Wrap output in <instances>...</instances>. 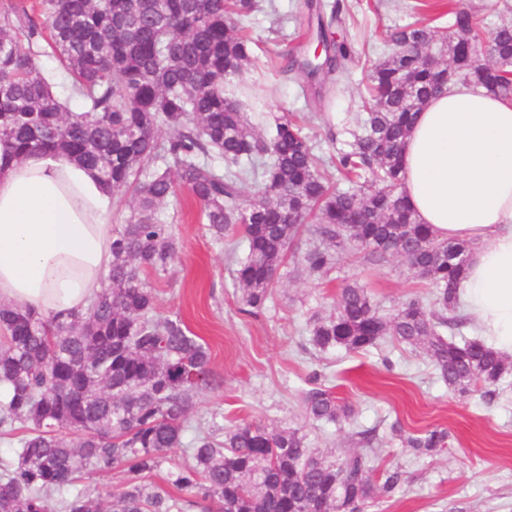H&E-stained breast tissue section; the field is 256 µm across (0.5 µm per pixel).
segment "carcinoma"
<instances>
[{
	"instance_id": "cac0c4a2",
	"label": "carcinoma",
	"mask_w": 512,
	"mask_h": 512,
	"mask_svg": "<svg viewBox=\"0 0 512 512\" xmlns=\"http://www.w3.org/2000/svg\"><path fill=\"white\" fill-rule=\"evenodd\" d=\"M259 9L258 0H44L63 67L59 83L19 45L17 30L37 38L38 21L27 13L0 18V161L52 152L135 201L129 221L112 233L111 268L86 310L49 321L0 304V386L7 390L0 431L26 430L13 457L0 460V512H363L404 482L397 467L375 479L360 453L329 461L298 429L226 427L215 414L194 421L193 394L224 379L184 322L158 313L147 280L166 273L176 256L164 208L180 189L201 206L213 239L241 235L245 254L234 282L257 311L311 220L329 244L305 253L311 271L326 272L338 250L362 249L375 262L404 257L428 282L429 303L408 297L390 316L366 289L342 286L335 312L310 323L315 349L360 352L386 339L422 346L448 391L461 396L493 397L508 373L506 356L480 338L444 334L461 323L456 292L469 245L418 223L399 187L413 116L439 87L462 81L512 99V17L505 11L489 28L458 2L442 32L419 23L392 30L395 50L370 64L353 140L336 155V172L348 183L339 188L302 127L274 116L261 134L231 87L255 56L243 25ZM316 12L320 40L340 21V7L328 17L319 5ZM484 43L489 57L478 63L474 53ZM420 50L430 52L429 62ZM354 60L348 41H334L321 58L284 56L282 71L325 72L336 83ZM61 85L82 111L67 109ZM266 157L257 197L247 200L241 183ZM304 401L314 421L355 422V409L317 374ZM447 444L448 430L439 427L403 440L421 457ZM172 448L189 461L161 486L150 476ZM114 467L123 478L108 507L79 482Z\"/></svg>"
}]
</instances>
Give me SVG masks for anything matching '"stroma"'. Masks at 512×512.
Segmentation results:
<instances>
[{
  "instance_id": "35a3bbf8",
  "label": "stroma",
  "mask_w": 512,
  "mask_h": 512,
  "mask_svg": "<svg viewBox=\"0 0 512 512\" xmlns=\"http://www.w3.org/2000/svg\"><path fill=\"white\" fill-rule=\"evenodd\" d=\"M248 33L258 46L240 98L257 127L269 116L284 115L309 135L323 160L334 158L348 141L360 112L364 62L390 53L386 33L411 22L441 25L448 0H344V22L330 36L348 40L359 60L342 79L328 106L307 96L306 75L282 73V54L298 49L313 54L317 41L308 33L306 0H260ZM165 212L178 243L167 273L152 277L159 312L177 315L208 348L213 367L224 376L220 390L199 392L200 416H224L225 424L260 421L271 428H301L319 452L356 450L354 430L375 429L378 445L364 454L375 473L399 468L403 487L379 498L364 512H512V376L497 397L485 401L449 392L420 348L387 343L360 353L315 351L308 336L314 314L333 313L341 286L367 288L383 312L407 297L428 298L430 288L406 259L380 263L365 252L339 253L326 275L311 272L297 256L315 244L312 226L302 228L296 256L279 268L272 300L262 311H245L233 280L240 257L228 243L214 242L200 207L180 191ZM320 375L337 397L356 410V423L338 427L305 420L300 395L313 375ZM403 435L433 427L447 428V448L435 456L416 457L391 432Z\"/></svg>"
}]
</instances>
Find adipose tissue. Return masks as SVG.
I'll return each mask as SVG.
<instances>
[{
  "label": "adipose tissue",
  "instance_id": "1",
  "mask_svg": "<svg viewBox=\"0 0 512 512\" xmlns=\"http://www.w3.org/2000/svg\"><path fill=\"white\" fill-rule=\"evenodd\" d=\"M402 162L419 222L471 247L460 304L512 355V100L448 84L418 113ZM111 214L90 169L43 152L0 168V301L46 318L86 308L112 264Z\"/></svg>",
  "mask_w": 512,
  "mask_h": 512
}]
</instances>
